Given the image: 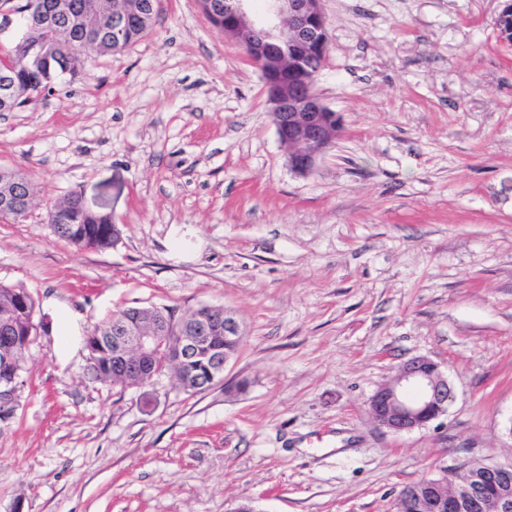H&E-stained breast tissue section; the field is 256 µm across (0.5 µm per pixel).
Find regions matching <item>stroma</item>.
<instances>
[{
  "mask_svg": "<svg viewBox=\"0 0 512 512\" xmlns=\"http://www.w3.org/2000/svg\"><path fill=\"white\" fill-rule=\"evenodd\" d=\"M505 0H322L316 88L342 127L286 164L261 72L198 0H159L122 52L0 112V167L35 198L0 220V284L44 320L0 423V512H397L423 478L512 462V45ZM116 246L53 236L72 192ZM208 304L242 325L222 382L93 379L113 311ZM77 314L66 345L57 323ZM440 363L446 415L401 435L367 402Z\"/></svg>",
  "mask_w": 512,
  "mask_h": 512,
  "instance_id": "1",
  "label": "stroma"
}]
</instances>
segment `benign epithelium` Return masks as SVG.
<instances>
[{
    "mask_svg": "<svg viewBox=\"0 0 512 512\" xmlns=\"http://www.w3.org/2000/svg\"><path fill=\"white\" fill-rule=\"evenodd\" d=\"M251 0H207L212 18L224 21V36L248 49L249 59L263 69L267 103L280 143L287 149L290 170L298 176L314 171L340 129V118L321 99L313 78L325 65L329 47L327 23L321 0H266L271 18L258 24L249 15ZM157 0H136L130 9L112 6L108 0H40L38 15L45 38L25 46L24 55L39 65L53 49L57 34H80L82 49L95 50L98 34L108 32V42H122L129 15L148 18L157 12ZM32 94L16 78L9 50L0 47V112H12ZM34 194L26 176L0 175V212L14 215L27 210ZM235 344L241 326L234 313H216L208 305L195 308L192 317H181L152 331L135 320L121 324L112 337V362L126 374L140 377L144 385L154 373H143V362L157 348L159 338L172 337L170 352L178 360H190L209 346L215 332ZM207 375L194 389L205 390L224 379L233 360L227 348L208 352ZM451 398L448 379L440 366L424 356L403 363L396 377L380 386L368 400L377 426L393 433H409L427 426L447 412ZM416 512H512V464L475 463L473 474L454 483L446 477L428 479L411 492Z\"/></svg>",
    "mask_w": 512,
    "mask_h": 512,
    "instance_id": "7a95c632",
    "label": "benign epithelium"
}]
</instances>
